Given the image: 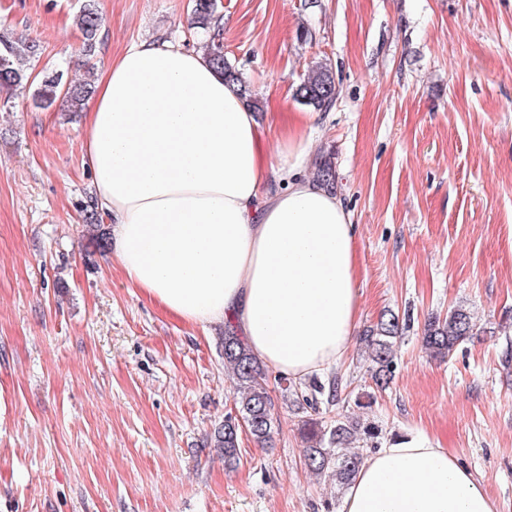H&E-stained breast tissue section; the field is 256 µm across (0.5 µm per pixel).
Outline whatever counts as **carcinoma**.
<instances>
[{
	"mask_svg": "<svg viewBox=\"0 0 512 512\" xmlns=\"http://www.w3.org/2000/svg\"><path fill=\"white\" fill-rule=\"evenodd\" d=\"M75 23L82 35L80 55L89 65L101 44L103 16L97 0H84ZM190 25L210 33L207 55L214 69L224 80L242 84L238 71L224 57L221 40L224 22L219 16L218 0H193ZM41 53L39 42L18 40L0 32V92L5 93L3 105H8L14 91L29 84L31 62ZM93 91V84L87 79L65 80L62 73L46 70L35 86L33 99L41 108L58 103L64 112H80ZM337 95L333 72L322 64L312 70L296 91L299 100L323 112L331 108ZM83 222L95 228L96 243L104 246L107 232L96 203L91 199L83 207ZM399 331V317L391 313L381 316L360 336L370 363V378L378 391L386 389L394 375L393 339L399 337ZM476 332L477 324L470 312L462 307L453 308L448 311L447 318L441 320L435 317L425 323L422 344L430 357L444 360ZM223 348L224 366L233 374L236 393L233 397L234 412L224 415V423L214 429L213 447L224 456V464L232 467L239 462L241 426L238 418L245 420L250 435L261 444L272 440L278 419L275 402L267 388L266 366L257 361L245 338L229 325L224 328ZM358 426L359 422L340 414L326 426L316 418L301 421L307 468L328 477L339 486L349 484L364 462L362 450L350 447Z\"/></svg>",
	"mask_w": 512,
	"mask_h": 512,
	"instance_id": "cac0c4a2",
	"label": "carcinoma"
}]
</instances>
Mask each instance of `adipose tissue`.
Segmentation results:
<instances>
[{"label": "adipose tissue", "mask_w": 512, "mask_h": 512, "mask_svg": "<svg viewBox=\"0 0 512 512\" xmlns=\"http://www.w3.org/2000/svg\"><path fill=\"white\" fill-rule=\"evenodd\" d=\"M307 118L264 162L256 112L205 53L136 41L96 80L82 153L124 277L183 321L237 329L254 356L299 378L346 355L359 318L355 226L304 174ZM341 512H498L427 433L366 459Z\"/></svg>", "instance_id": "ef3b65f1"}]
</instances>
